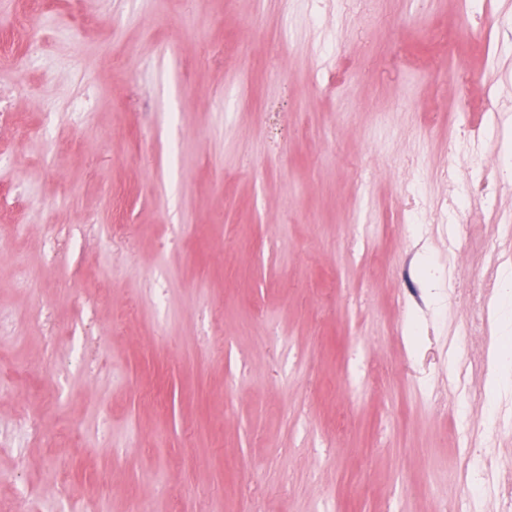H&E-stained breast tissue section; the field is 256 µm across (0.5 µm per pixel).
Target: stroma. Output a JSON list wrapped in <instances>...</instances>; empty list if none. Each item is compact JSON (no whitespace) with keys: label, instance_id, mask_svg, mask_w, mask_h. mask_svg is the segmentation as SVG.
<instances>
[{"label":"stroma","instance_id":"obj_1","mask_svg":"<svg viewBox=\"0 0 512 512\" xmlns=\"http://www.w3.org/2000/svg\"><path fill=\"white\" fill-rule=\"evenodd\" d=\"M510 21L512 0H49L48 58L0 74L22 116L0 196L24 189L0 212L23 227L0 239V423L45 430L0 440V506L65 470L99 512H497L448 475L485 457L512 485V390L488 404L490 332L460 331L512 262V108L488 120ZM90 220L133 235L46 258L48 225ZM105 421L111 446L140 427L131 462Z\"/></svg>","mask_w":512,"mask_h":512}]
</instances>
